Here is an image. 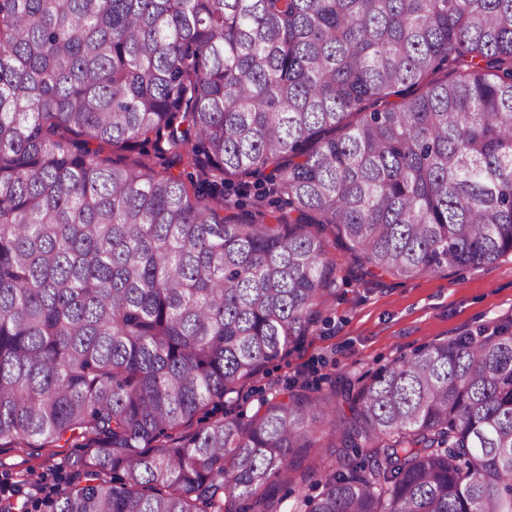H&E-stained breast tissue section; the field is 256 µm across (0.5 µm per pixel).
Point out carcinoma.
<instances>
[{
    "label": "carcinoma",
    "instance_id": "carcinoma-1",
    "mask_svg": "<svg viewBox=\"0 0 512 512\" xmlns=\"http://www.w3.org/2000/svg\"><path fill=\"white\" fill-rule=\"evenodd\" d=\"M149 141L200 181L106 155ZM327 231L405 280L512 253V0H0V439L85 449L0 512H280L306 448L303 512H512L506 328L183 432L314 324ZM320 478L319 473L302 483L300 471L288 472V479H282L277 486V496L282 498V511L295 512L297 503L304 497L317 495L321 491V486L316 485Z\"/></svg>",
    "mask_w": 512,
    "mask_h": 512
}]
</instances>
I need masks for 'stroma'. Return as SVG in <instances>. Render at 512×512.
<instances>
[{"label":"stroma","mask_w":512,"mask_h":512,"mask_svg":"<svg viewBox=\"0 0 512 512\" xmlns=\"http://www.w3.org/2000/svg\"><path fill=\"white\" fill-rule=\"evenodd\" d=\"M336 283L308 333L267 362L225 407L249 412L289 386L328 392L339 379L360 388L376 371L426 345L512 327V256L479 268H446L401 280L364 273L340 245H330ZM73 448H32L0 441V499L20 491L43 498L69 475Z\"/></svg>","instance_id":"stroma-1"}]
</instances>
